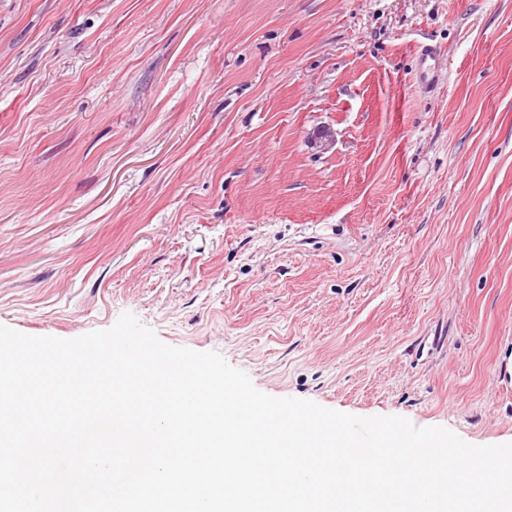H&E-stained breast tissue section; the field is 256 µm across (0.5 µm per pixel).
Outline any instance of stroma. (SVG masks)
<instances>
[{
    "label": "stroma",
    "mask_w": 512,
    "mask_h": 512,
    "mask_svg": "<svg viewBox=\"0 0 512 512\" xmlns=\"http://www.w3.org/2000/svg\"><path fill=\"white\" fill-rule=\"evenodd\" d=\"M126 312L267 395L511 442L512 0H0V325ZM419 76L418 83L422 88L429 89L434 86L437 73L440 69V61L436 51L432 47H424L419 52Z\"/></svg>",
    "instance_id": "obj_1"
}]
</instances>
